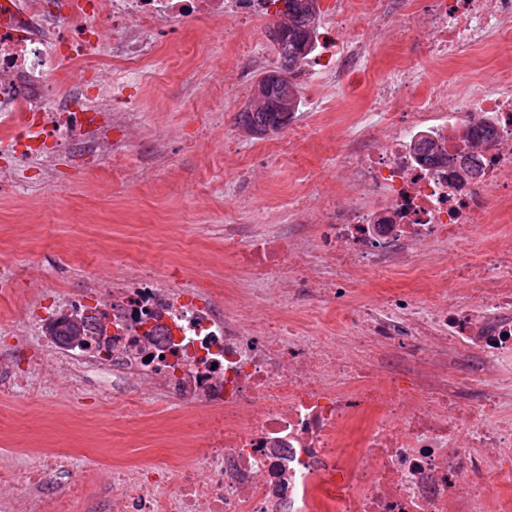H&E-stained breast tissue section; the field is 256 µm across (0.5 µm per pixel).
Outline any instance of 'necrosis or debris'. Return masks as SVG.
<instances>
[{
  "label": "necrosis or debris",
  "instance_id": "4bbe7bcc",
  "mask_svg": "<svg viewBox=\"0 0 512 512\" xmlns=\"http://www.w3.org/2000/svg\"><path fill=\"white\" fill-rule=\"evenodd\" d=\"M276 10L273 0H0V115L27 127L0 137V192L20 185L23 158L61 193L59 164L125 157L138 118L125 90L156 66L175 24L223 27L238 48L224 94L237 95L273 63L245 33ZM407 39L392 77L370 83L374 45ZM486 45L512 49V0H426L420 10L411 0H334L299 78L319 112L340 84L377 102L350 116L336 152L351 201L325 194L311 204L305 172L288 239L246 251L241 225L224 227L225 255L279 296H296L310 267L322 268L305 311L334 312L324 333L306 335L284 310L245 323L243 300L211 288L189 297L139 263L77 295H26L0 322L1 394L43 396L60 374L73 401L106 392L135 415L155 394L195 410L198 445L174 464L111 469L101 493L73 476L66 454L44 453L0 512H73L82 500L88 512H512V394L501 384L512 363V65L471 74L464 118L448 107L447 78L416 91L421 61ZM483 125L491 140L471 138ZM422 136L436 160L418 153ZM394 271L422 287L347 303L354 282ZM73 314L82 341L47 335ZM345 329L348 349L336 343ZM463 358L476 369L449 377Z\"/></svg>",
  "mask_w": 512,
  "mask_h": 512
}]
</instances>
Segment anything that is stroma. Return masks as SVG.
Returning <instances> with one entry per match:
<instances>
[{
	"mask_svg": "<svg viewBox=\"0 0 512 512\" xmlns=\"http://www.w3.org/2000/svg\"><path fill=\"white\" fill-rule=\"evenodd\" d=\"M193 48L209 56L210 65L171 68L170 54ZM234 50L218 34L206 36L194 23H182L161 47L156 73L138 87L132 149L161 147L171 154L172 165L147 178L118 165L67 169L61 195L32 167L18 192L0 193V272L37 266L44 271V287L61 285L76 294L86 276L109 279L134 260L154 264L161 276L206 287L224 279L226 221L247 225L257 239L290 234L288 200L297 172L314 170L324 190L336 188L335 145L308 138L279 163L259 160L253 137L237 124L251 92L224 95L220 73ZM505 62L498 49L486 48L429 65L426 72L462 77L477 69L489 75ZM199 95L212 99L216 114L197 111ZM365 103L362 96L340 91L330 111L316 119L306 101L292 125L305 128L317 121L337 135L345 115ZM240 167L252 170L245 192L238 185ZM53 387L54 394L41 402L20 393L0 394V464L12 463L22 452L34 466L43 452L60 450L83 475L99 464L139 466L169 459L187 435L185 408L159 405L153 417L117 419L112 397L83 406L63 396V378Z\"/></svg>",
	"mask_w": 512,
	"mask_h": 512,
	"instance_id": "obj_1",
	"label": "stroma"
}]
</instances>
